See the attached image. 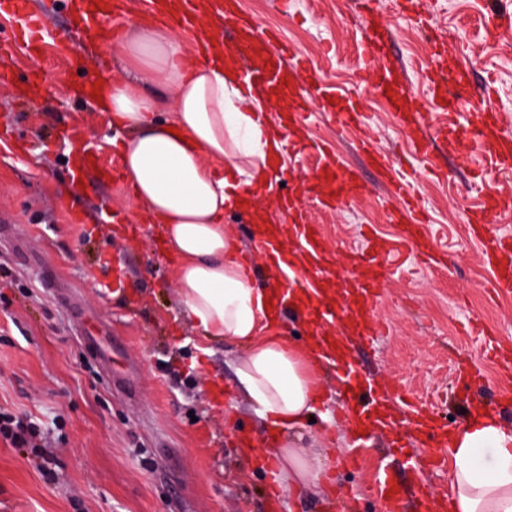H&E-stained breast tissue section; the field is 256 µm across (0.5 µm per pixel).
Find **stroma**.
<instances>
[{
    "label": "stroma",
    "instance_id": "1",
    "mask_svg": "<svg viewBox=\"0 0 512 512\" xmlns=\"http://www.w3.org/2000/svg\"><path fill=\"white\" fill-rule=\"evenodd\" d=\"M28 5L70 37L63 48L45 40L35 59L13 42L17 83L0 85V226L9 228L0 235V404L48 427L56 459L43 464L30 449L0 440V512H268L266 475L246 461L236 437L240 428L264 436L235 393L233 362L242 348L187 323L171 286L176 260L155 249L156 227L143 221L119 174L121 132L71 93L83 69L102 62L107 75L122 71L117 44L91 45L85 31L71 29L68 0ZM376 8L412 91L427 96V35L399 19L391 0H376ZM240 9L307 59L308 76L372 118L343 138L320 101L311 102L305 137L284 143L282 183L272 191L280 196L293 177L319 173L325 160L301 150L304 141L329 144L361 170L373 191L358 202L327 209L310 195L303 203L334 270L344 271L351 255L367 251L369 236L388 243L401 235L391 218L399 202L358 142L404 161L411 133L359 81L368 57L348 0H240ZM484 13L478 0H437L431 36L449 62L466 59L474 83L491 81L494 104L512 121V31L487 39ZM72 146L95 153L115 178L78 176ZM447 151L446 177L420 180L418 193L424 230L448 265L428 267L413 253L389 257L376 312L382 334L357 365L377 389L409 390L439 421L458 425L481 408L512 428V410L499 405L512 382L484 354L492 341L512 349V296H492L483 243L467 222L494 189L506 207L488 228L512 234V181L477 151L456 143ZM71 207L85 222L70 221ZM96 325L112 338L107 366L87 344ZM463 363L478 377L462 378ZM335 434L345 450L329 481L336 512H374L383 472L406 481L412 495L421 481L442 495L452 491L449 472L416 468L434 447L427 439L389 453L382 434L357 440L346 421Z\"/></svg>",
    "mask_w": 512,
    "mask_h": 512
}]
</instances>
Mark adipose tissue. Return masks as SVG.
<instances>
[{
	"label": "adipose tissue",
	"mask_w": 512,
	"mask_h": 512,
	"mask_svg": "<svg viewBox=\"0 0 512 512\" xmlns=\"http://www.w3.org/2000/svg\"><path fill=\"white\" fill-rule=\"evenodd\" d=\"M194 46L187 51L173 30L136 22L119 44L130 70L113 77L99 110L126 134L121 167L177 259L173 287L186 320L206 337L244 347L234 362L236 388L263 428L279 432L274 447L247 448L244 456L274 466L279 488L320 494L341 453L336 415L324 401L323 354L279 335L268 292L224 223L225 211L237 208L264 220L255 201L280 158L268 116L279 99L271 89L245 86L234 62L197 61L200 52L224 54L207 26H198ZM139 69L150 73L157 94L138 80ZM313 420L308 446L289 445V434ZM448 449L451 512H512V429L489 414L471 416L449 430ZM480 449L491 452L487 465L477 461Z\"/></svg>",
	"instance_id": "ef3b65f1"
}]
</instances>
